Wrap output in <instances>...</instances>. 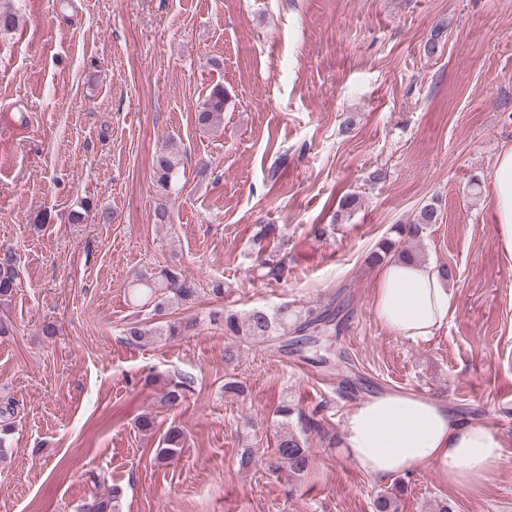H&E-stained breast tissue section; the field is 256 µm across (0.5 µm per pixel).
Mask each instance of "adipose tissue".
Wrapping results in <instances>:
<instances>
[{
    "instance_id": "adipose-tissue-1",
    "label": "adipose tissue",
    "mask_w": 512,
    "mask_h": 512,
    "mask_svg": "<svg viewBox=\"0 0 512 512\" xmlns=\"http://www.w3.org/2000/svg\"><path fill=\"white\" fill-rule=\"evenodd\" d=\"M492 189L497 244L512 256V149L498 154ZM373 307L394 335L425 342L447 322L451 292L433 265L394 259L376 275ZM344 431L348 456L375 480L433 464L450 486L467 490L486 481L503 454L501 439L486 423L412 392L370 396L346 415Z\"/></svg>"
}]
</instances>
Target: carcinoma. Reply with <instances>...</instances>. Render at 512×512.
<instances>
[{"label": "carcinoma", "instance_id": "obj_1", "mask_svg": "<svg viewBox=\"0 0 512 512\" xmlns=\"http://www.w3.org/2000/svg\"><path fill=\"white\" fill-rule=\"evenodd\" d=\"M226 96L224 87L215 86L194 114L196 126L209 130L221 120ZM181 158L172 143H165L155 157V169L158 187L167 192L179 174ZM440 220V212L435 204L423 205L409 224L392 226L393 238L384 239L368 256L371 265H378L387 258L414 257L416 253L407 246V242L420 237L423 229ZM257 267L261 277L276 282L283 279L286 272V256L279 251L263 249L256 256ZM16 257L10 249L0 251V301L12 296L16 285ZM201 288L196 280L182 274L174 268H163L156 273H139L132 280L131 299L136 306L147 309L149 323L137 319L125 325L124 341L130 345H140L154 336H177L182 325L166 319L172 305L191 306L196 303ZM336 314L330 310L305 312L295 311L282 305L269 309L254 307L243 316L224 313V333L232 338L240 336L253 342L266 343L282 340L293 334V342L301 347L309 345L313 336H329L336 332ZM187 383L169 382L164 387L159 403L163 407L178 405L185 397ZM275 414L280 418L281 433L277 436L275 456L276 471H286L288 475L300 478L307 474L311 466V455L303 436L289 427L294 415L301 414L290 401H283ZM184 447V432L178 426H171L165 432L162 446L156 454L157 460L168 463L178 458ZM403 488L397 484L390 490L376 497L375 512H397L398 497ZM118 492L112 497L99 499L94 497L82 504L80 512H118Z\"/></svg>", "mask_w": 512, "mask_h": 512}]
</instances>
